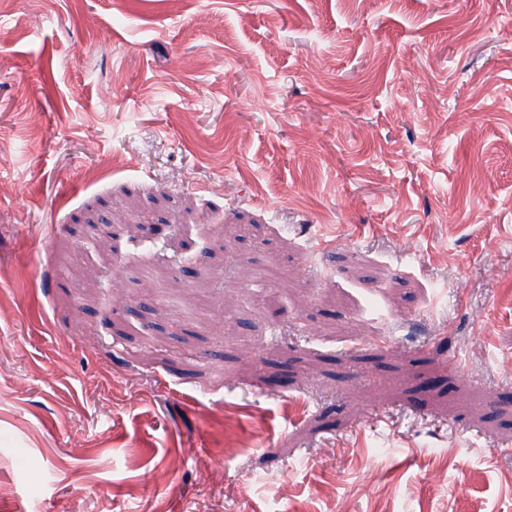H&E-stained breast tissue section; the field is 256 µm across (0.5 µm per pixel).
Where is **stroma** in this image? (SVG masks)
Masks as SVG:
<instances>
[{
    "label": "stroma",
    "mask_w": 512,
    "mask_h": 512,
    "mask_svg": "<svg viewBox=\"0 0 512 512\" xmlns=\"http://www.w3.org/2000/svg\"><path fill=\"white\" fill-rule=\"evenodd\" d=\"M0 512H512V0H0Z\"/></svg>",
    "instance_id": "1"
}]
</instances>
